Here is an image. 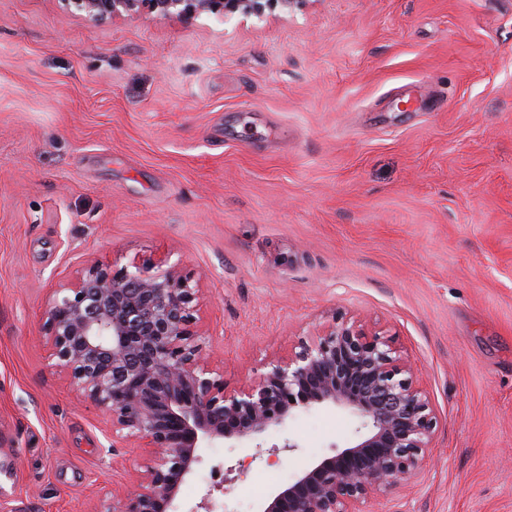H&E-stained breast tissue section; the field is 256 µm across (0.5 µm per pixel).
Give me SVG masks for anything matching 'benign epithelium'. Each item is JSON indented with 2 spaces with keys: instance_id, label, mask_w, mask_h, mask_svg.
Here are the masks:
<instances>
[{
  "instance_id": "benign-epithelium-1",
  "label": "benign epithelium",
  "mask_w": 512,
  "mask_h": 512,
  "mask_svg": "<svg viewBox=\"0 0 512 512\" xmlns=\"http://www.w3.org/2000/svg\"><path fill=\"white\" fill-rule=\"evenodd\" d=\"M95 22L141 11L185 25L202 14L224 22L281 3L312 0H61ZM196 289L170 269L113 272L86 267L53 290L44 329L56 366L112 430L128 431L153 464L103 512H180V486L199 449L255 445L293 411L334 407L359 419L350 445L311 461L260 512H360L359 505L415 478L437 427L428 392L392 335L333 317L316 342L273 360L259 380L233 392L211 378L193 330Z\"/></svg>"
}]
</instances>
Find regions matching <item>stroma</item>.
I'll use <instances>...</instances> for the list:
<instances>
[{
	"mask_svg": "<svg viewBox=\"0 0 512 512\" xmlns=\"http://www.w3.org/2000/svg\"><path fill=\"white\" fill-rule=\"evenodd\" d=\"M159 263L226 391L334 313L393 334L438 417L362 512H512V0H315L194 25L0 0V512H102L152 457L55 366L53 289ZM300 410L202 451L183 512H256L345 447Z\"/></svg>",
	"mask_w": 512,
	"mask_h": 512,
	"instance_id": "stroma-1",
	"label": "stroma"
}]
</instances>
